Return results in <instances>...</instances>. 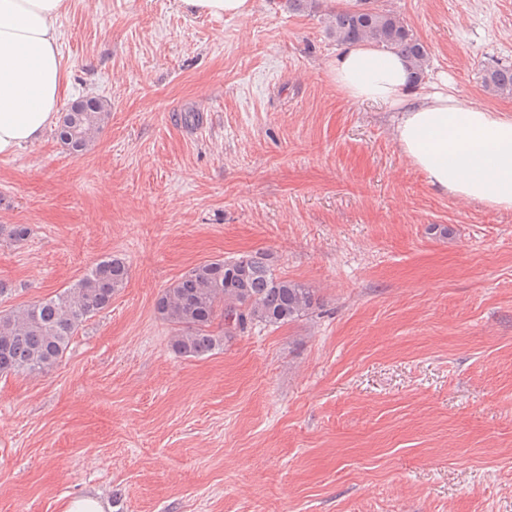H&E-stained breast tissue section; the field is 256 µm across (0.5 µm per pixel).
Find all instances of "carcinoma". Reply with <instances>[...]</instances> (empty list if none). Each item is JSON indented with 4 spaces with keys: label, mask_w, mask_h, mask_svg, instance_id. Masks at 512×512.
Masks as SVG:
<instances>
[{
    "label": "carcinoma",
    "mask_w": 512,
    "mask_h": 512,
    "mask_svg": "<svg viewBox=\"0 0 512 512\" xmlns=\"http://www.w3.org/2000/svg\"><path fill=\"white\" fill-rule=\"evenodd\" d=\"M287 6L294 13L324 10L325 32L336 44L363 42L397 52L415 80L424 79L429 51L397 12L373 0H355L350 7L336 9L323 6V0H287ZM481 84L493 98H512V66L484 70ZM110 114L107 102L86 94L65 112L56 137L72 153L83 154L94 145ZM127 278L126 262L110 256L94 263L56 295L0 313V375L50 371L80 324L108 308ZM316 305L314 290L277 275L272 257L264 251L202 263L156 301L159 315L176 331L172 350L186 357H203L220 346L223 337L255 326L278 327L298 321L312 314ZM219 316L224 320L222 337L210 330Z\"/></svg>",
    "instance_id": "carcinoma-1"
}]
</instances>
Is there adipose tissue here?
Instances as JSON below:
<instances>
[{
	"instance_id": "adipose-tissue-1",
	"label": "adipose tissue",
	"mask_w": 512,
	"mask_h": 512,
	"mask_svg": "<svg viewBox=\"0 0 512 512\" xmlns=\"http://www.w3.org/2000/svg\"><path fill=\"white\" fill-rule=\"evenodd\" d=\"M66 0H0V156L36 140L63 93L57 21ZM347 98L399 112L402 153L438 190L512 211V117L468 106L446 87L418 88L404 59L367 43L329 62Z\"/></svg>"
}]
</instances>
